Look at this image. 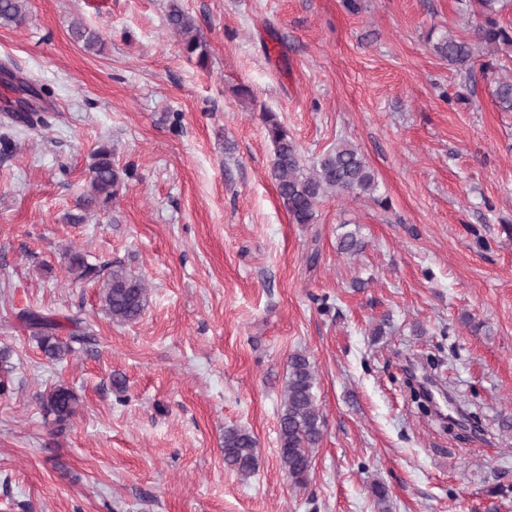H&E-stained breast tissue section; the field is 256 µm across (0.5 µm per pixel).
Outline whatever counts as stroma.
<instances>
[{"label":"stroma","mask_w":512,"mask_h":512,"mask_svg":"<svg viewBox=\"0 0 512 512\" xmlns=\"http://www.w3.org/2000/svg\"><path fill=\"white\" fill-rule=\"evenodd\" d=\"M180 2L206 67L168 0H28L23 25H0V64L47 118H6L18 92L0 79V512H376V481L388 512H512V112L493 98L512 60L467 81L434 53L473 32L459 0ZM77 20L101 50L73 40ZM267 111L305 160L356 146L375 197L292 223ZM104 145L129 174L89 209ZM346 229L359 255L337 252ZM74 252L142 277L137 321L105 315ZM24 308L81 313L95 340L53 362L15 328ZM296 352L322 418L301 486L278 444ZM423 357L475 429L413 403L403 380ZM59 383L79 402L56 436L38 397ZM229 427L258 442L249 478L224 462ZM167 24L171 30L179 34L183 40V49L187 58H197L199 66H205L208 56L204 43L197 31L196 21L187 13L177 0H170L167 12Z\"/></svg>","instance_id":"35a3bbf8"}]
</instances>
